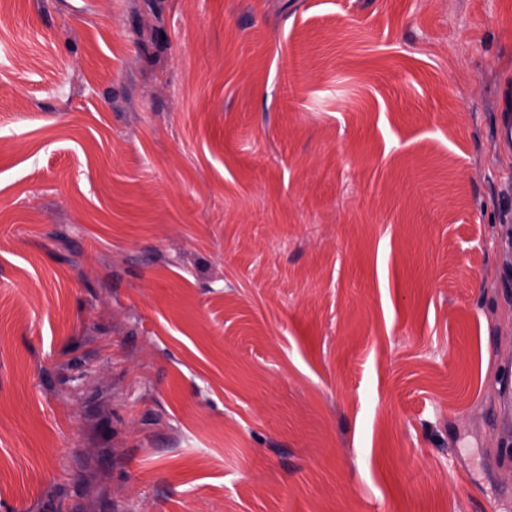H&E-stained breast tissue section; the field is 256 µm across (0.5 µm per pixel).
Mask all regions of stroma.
<instances>
[{"label": "stroma", "instance_id": "obj_1", "mask_svg": "<svg viewBox=\"0 0 512 512\" xmlns=\"http://www.w3.org/2000/svg\"><path fill=\"white\" fill-rule=\"evenodd\" d=\"M512 0H0V512H512Z\"/></svg>", "mask_w": 512, "mask_h": 512}]
</instances>
